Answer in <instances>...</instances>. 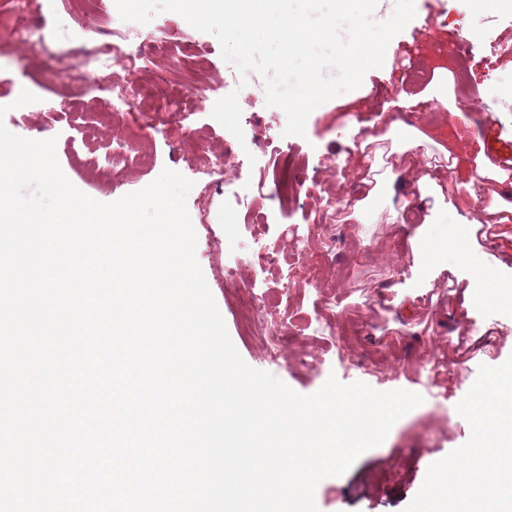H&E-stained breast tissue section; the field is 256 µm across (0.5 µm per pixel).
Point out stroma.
Segmentation results:
<instances>
[{
	"mask_svg": "<svg viewBox=\"0 0 512 512\" xmlns=\"http://www.w3.org/2000/svg\"><path fill=\"white\" fill-rule=\"evenodd\" d=\"M30 9L47 22L48 34L37 31L28 38L32 44L43 42L45 54L28 56L14 40L0 39V106L8 109L1 121L18 136L55 139L65 176L97 201L109 203L139 191L167 168L198 180L212 156L234 139L211 113L218 99L237 92L246 148L256 159L244 166L242 180L260 190L257 206L266 220L245 222L225 205L223 193L206 199L191 190L187 207L197 234L196 258L232 342L251 367L304 395L318 391L333 375L345 384L361 381L379 391L404 389L422 396V404L398 420L381 445L362 454L343 475L322 480L315 491L319 512H412L436 480L437 466L475 441L466 403L494 397L492 377L512 364V311L488 303L484 290L470 286L480 271L495 282H512V258L504 254L512 246V188L488 160L483 140L491 119L499 137L512 141V0L496 5L491 0H415L416 16L389 43L383 66L368 71L359 88L314 109L301 136L285 135L286 116L266 106L259 75L241 78L223 60L218 40L177 13H161L146 24L116 13L104 21L120 31L126 49L153 47L146 69L120 71L127 87L143 84L147 70L166 65L170 29L207 46L205 73L212 89L187 93L178 74L169 73L170 92L188 100L171 122L155 112L132 117L117 97L104 106L97 84L83 69L56 71L50 53L91 41L96 31L64 0H30ZM459 37L469 54L467 78L460 84L449 71L451 59L437 52L438 45ZM416 61L426 64L429 77L413 84L407 70ZM25 89L49 103V110L16 106ZM464 106L468 116L454 117V110ZM134 118L145 142L140 163L100 179L88 160L110 154ZM403 120L422 135L410 149L401 136L389 134L392 123ZM372 136L382 139L373 163L379 172L393 171L396 180L367 203L355 145ZM295 154L308 155V180L351 198L346 235L381 242L382 251L356 253L341 242L328 249L309 219L311 199L279 207L273 172ZM448 157L456 164L447 178L459 184L460 196L440 209L433 197H420L415 180L419 164ZM487 178L498 193L500 224L493 242L478 236L473 223V189ZM309 236L314 261L290 269L288 254ZM259 245L279 255V262L255 267L252 252ZM228 268L233 278L225 277ZM289 280L298 290L291 298L284 290ZM255 294L280 311V320L248 314ZM325 294L336 297L329 327L290 328L288 317L314 316ZM375 360L390 370V380L370 375ZM435 361L444 374L439 386L430 378Z\"/></svg>",
	"mask_w": 512,
	"mask_h": 512,
	"instance_id": "35a3bbf8",
	"label": "stroma"
}]
</instances>
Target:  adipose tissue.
<instances>
[{"instance_id":"obj_1","label":"adipose tissue","mask_w":512,"mask_h":512,"mask_svg":"<svg viewBox=\"0 0 512 512\" xmlns=\"http://www.w3.org/2000/svg\"><path fill=\"white\" fill-rule=\"evenodd\" d=\"M441 477L419 512H499L512 499V431L478 437L460 458L440 463Z\"/></svg>"}]
</instances>
